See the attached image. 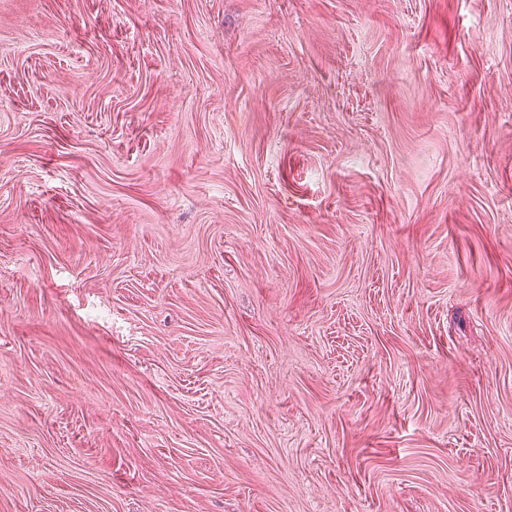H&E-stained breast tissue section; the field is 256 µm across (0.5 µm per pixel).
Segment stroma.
I'll return each instance as SVG.
<instances>
[{
	"label": "stroma",
	"instance_id": "1",
	"mask_svg": "<svg viewBox=\"0 0 512 512\" xmlns=\"http://www.w3.org/2000/svg\"><path fill=\"white\" fill-rule=\"evenodd\" d=\"M0 512H512V0H0Z\"/></svg>",
	"mask_w": 512,
	"mask_h": 512
}]
</instances>
